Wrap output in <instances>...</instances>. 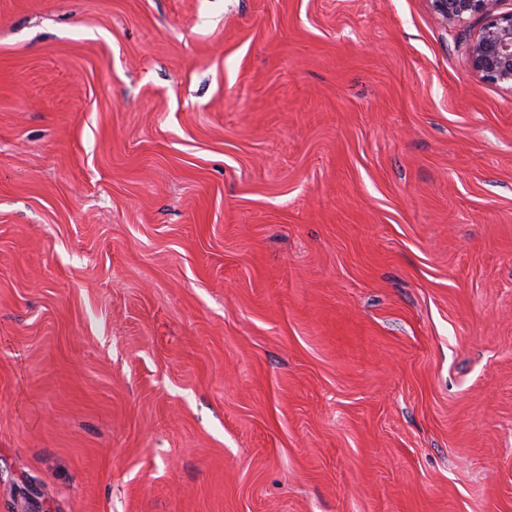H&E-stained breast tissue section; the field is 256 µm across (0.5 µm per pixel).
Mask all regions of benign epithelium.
<instances>
[{"mask_svg": "<svg viewBox=\"0 0 512 512\" xmlns=\"http://www.w3.org/2000/svg\"><path fill=\"white\" fill-rule=\"evenodd\" d=\"M504 0H431L438 21L446 26L479 15L484 24L468 51V65L487 82L512 87V10Z\"/></svg>", "mask_w": 512, "mask_h": 512, "instance_id": "benign-epithelium-1", "label": "benign epithelium"}]
</instances>
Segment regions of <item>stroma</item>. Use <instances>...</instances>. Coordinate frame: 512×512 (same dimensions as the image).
I'll return each mask as SVG.
<instances>
[{"mask_svg":"<svg viewBox=\"0 0 512 512\" xmlns=\"http://www.w3.org/2000/svg\"><path fill=\"white\" fill-rule=\"evenodd\" d=\"M482 25L0 0V512H512Z\"/></svg>","mask_w":512,"mask_h":512,"instance_id":"stroma-1","label":"stroma"}]
</instances>
